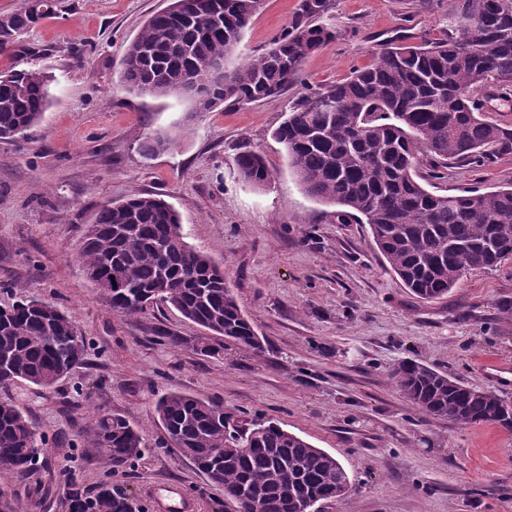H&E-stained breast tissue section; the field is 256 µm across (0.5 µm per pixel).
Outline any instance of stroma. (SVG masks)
<instances>
[{
  "label": "stroma",
  "instance_id": "35a3bbf8",
  "mask_svg": "<svg viewBox=\"0 0 512 512\" xmlns=\"http://www.w3.org/2000/svg\"><path fill=\"white\" fill-rule=\"evenodd\" d=\"M303 0H263L228 67L256 58L290 27ZM58 14L0 55V70L31 65L53 76L39 126L0 140V282L57 304L86 339L80 365L54 388L5 391L47 442L25 481L0 494L16 512H69L67 494L108 486L133 512H155L149 488H181L195 512H225L224 490L166 445L154 402L167 390L222 402L241 422L271 420L336 457L352 490L322 512H512V431L423 417L391 378L401 360L512 399V262L467 273L424 302L377 251L370 228L340 223L307 195L273 136L304 93L344 81L386 41L444 37L448 0H327L320 24L335 39L304 62L279 97L197 111L184 97L127 92L128 43L170 0H57ZM165 131L174 150L148 154ZM263 154L272 172L245 185L235 158ZM512 185V154L452 165L442 193ZM156 194L179 212L188 243L224 270L264 339L259 353L194 345L202 330L165 308L124 317L98 296L76 261L99 207ZM181 338L179 347L161 335ZM125 417L146 438L141 459L114 472L91 452L84 416Z\"/></svg>",
  "mask_w": 512,
  "mask_h": 512
}]
</instances>
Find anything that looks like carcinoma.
<instances>
[{
  "label": "carcinoma",
  "instance_id": "cac0c4a2",
  "mask_svg": "<svg viewBox=\"0 0 512 512\" xmlns=\"http://www.w3.org/2000/svg\"><path fill=\"white\" fill-rule=\"evenodd\" d=\"M262 0H229L218 21L197 0H171L127 46L123 79L136 93L151 82L154 97L177 94L183 73L228 61ZM326 0H304L292 25L256 59L224 69V85L205 91L203 109L278 96L303 62L334 38L315 23ZM58 10L57 0H23L0 15V55ZM52 76L35 67L0 71V138H22L50 102ZM512 89V10L496 0H451L448 33L436 42L387 44L347 80L301 96L275 136L303 190L340 207L337 217L369 225L391 270L420 300L448 294L464 274L512 260V187L437 194L448 162L482 166L512 154V128L487 120L473 91ZM336 103L333 112L318 102ZM173 146L168 134L146 137L147 154ZM429 170H418L420 156ZM242 181L269 183L264 157H236ZM78 260L99 296L122 316L171 307L208 332L196 351L219 353L220 337L260 352L262 340L224 283V272L187 241L179 214L156 195L133 194L102 205L86 225ZM20 296L0 306V390L18 383L51 389L81 363L85 338L51 302ZM396 385L421 414L458 425L512 430V399L467 386L423 364L400 361ZM155 413L179 454L224 488L233 512H304L346 497L351 480L339 461L271 421L230 422L224 406L178 391L162 394ZM89 447L118 471L142 456V433L123 416L97 411L84 428ZM44 438L11 400H0V482L22 479L44 451ZM69 512H132L108 488L68 494Z\"/></svg>",
  "mask_w": 512,
  "mask_h": 512
}]
</instances>
